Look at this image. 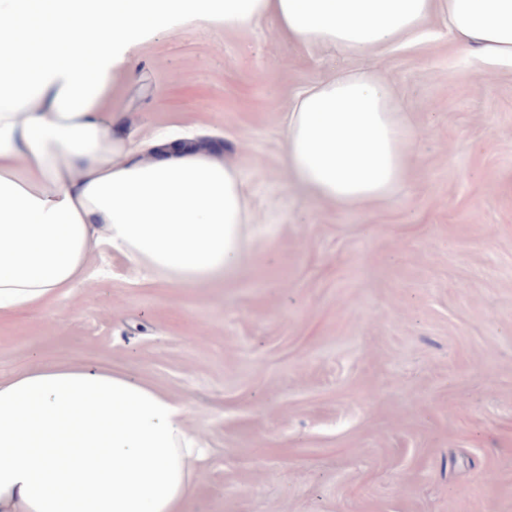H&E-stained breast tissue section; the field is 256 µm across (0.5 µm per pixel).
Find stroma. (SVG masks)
Returning <instances> with one entry per match:
<instances>
[{
	"mask_svg": "<svg viewBox=\"0 0 512 512\" xmlns=\"http://www.w3.org/2000/svg\"><path fill=\"white\" fill-rule=\"evenodd\" d=\"M371 71L421 130L392 199L343 209L284 166L297 96ZM139 137L192 127L250 191L246 270L164 281L105 248L92 277L0 316V380L40 360L121 371L206 448L180 512H512V65L433 15L344 57L189 24L112 101Z\"/></svg>",
	"mask_w": 512,
	"mask_h": 512,
	"instance_id": "35a3bbf8",
	"label": "stroma"
}]
</instances>
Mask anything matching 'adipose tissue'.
<instances>
[{"mask_svg": "<svg viewBox=\"0 0 512 512\" xmlns=\"http://www.w3.org/2000/svg\"><path fill=\"white\" fill-rule=\"evenodd\" d=\"M439 11L471 52L512 63V0H0V314L86 280L102 244L179 284L246 262L239 172L158 139L133 146L112 110L145 42L266 19L350 56ZM81 32L94 35L86 55L73 47ZM418 139L376 74L333 76L289 112L286 165L351 209L394 195ZM199 453L184 406L125 374L45 363L0 381V512H179Z\"/></svg>", "mask_w": 512, "mask_h": 512, "instance_id": "ef3b65f1", "label": "adipose tissue"}]
</instances>
